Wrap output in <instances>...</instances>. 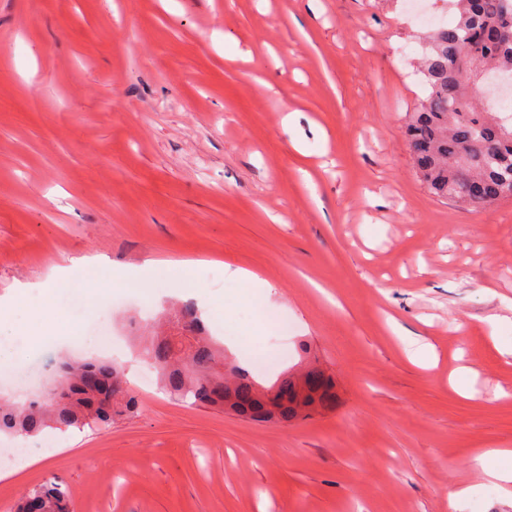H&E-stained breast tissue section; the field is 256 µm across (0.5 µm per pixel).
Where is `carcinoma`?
Wrapping results in <instances>:
<instances>
[{
  "instance_id": "1",
  "label": "carcinoma",
  "mask_w": 512,
  "mask_h": 512,
  "mask_svg": "<svg viewBox=\"0 0 512 512\" xmlns=\"http://www.w3.org/2000/svg\"><path fill=\"white\" fill-rule=\"evenodd\" d=\"M448 9L454 20L426 38L420 74L427 95L410 113L405 135L416 172L431 194L446 199L449 187L466 183L473 191L470 203L488 204L512 172V111L505 112L502 103L473 101L469 76L460 68L469 59L491 78L512 75V0H448ZM176 317L182 325L179 338L154 331L141 337L162 389L190 405L224 406V387L211 378L224 349L205 335L194 309L181 308ZM232 374V409L254 421L288 422L336 402L326 374L303 393L294 374L279 377L274 385L287 395L281 400L266 398V386L239 366H233ZM54 390L57 397L45 401L0 403V430L34 434L46 427L110 425L137 406L124 373L107 361H60ZM33 499L39 512H74L60 482L22 494L17 512H31Z\"/></svg>"
}]
</instances>
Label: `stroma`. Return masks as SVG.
Returning <instances> with one entry per match:
<instances>
[{
	"label": "stroma",
	"instance_id": "1",
	"mask_svg": "<svg viewBox=\"0 0 512 512\" xmlns=\"http://www.w3.org/2000/svg\"><path fill=\"white\" fill-rule=\"evenodd\" d=\"M430 30L404 0H0V352L112 360L138 400L109 427L0 432L28 451L0 500L58 480L74 512H512L471 464L512 449V326L489 323L512 199L461 206L414 170ZM54 266L79 305L24 332L5 303ZM186 303L260 383L317 361L335 408L257 423L144 383L143 308Z\"/></svg>",
	"mask_w": 512,
	"mask_h": 512
}]
</instances>
